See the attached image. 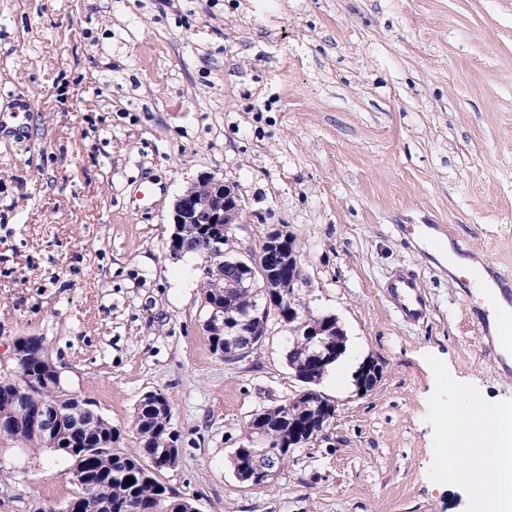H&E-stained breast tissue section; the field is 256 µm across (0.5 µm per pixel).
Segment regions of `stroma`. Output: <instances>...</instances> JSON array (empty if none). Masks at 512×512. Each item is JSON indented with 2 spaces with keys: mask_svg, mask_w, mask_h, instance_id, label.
Segmentation results:
<instances>
[{
  "mask_svg": "<svg viewBox=\"0 0 512 512\" xmlns=\"http://www.w3.org/2000/svg\"><path fill=\"white\" fill-rule=\"evenodd\" d=\"M9 91L31 109L0 134V365L42 337L129 455L142 396L166 393L180 457L160 479L197 512H474L467 485L436 488L441 410L456 385L512 401V377L474 340L484 296L402 228L446 225L455 256L512 273V0H0L1 108ZM204 173L244 201L236 255L293 233L303 301L347 336L317 386L334 425L261 487L234 450L303 385L276 320L240 362L210 347L205 262L169 249L172 203ZM400 272L425 321L397 314ZM0 466V512L75 491L46 449L0 447ZM421 288L413 275L404 273L387 285V291L398 302L401 313L411 321H420L427 315V302Z\"/></svg>",
  "mask_w": 512,
  "mask_h": 512,
  "instance_id": "1",
  "label": "stroma"
}]
</instances>
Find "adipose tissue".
<instances>
[{"label":"adipose tissue","instance_id":"obj_1","mask_svg":"<svg viewBox=\"0 0 512 512\" xmlns=\"http://www.w3.org/2000/svg\"><path fill=\"white\" fill-rule=\"evenodd\" d=\"M443 419L444 485L468 482L494 512H512V403L463 390Z\"/></svg>","mask_w":512,"mask_h":512}]
</instances>
